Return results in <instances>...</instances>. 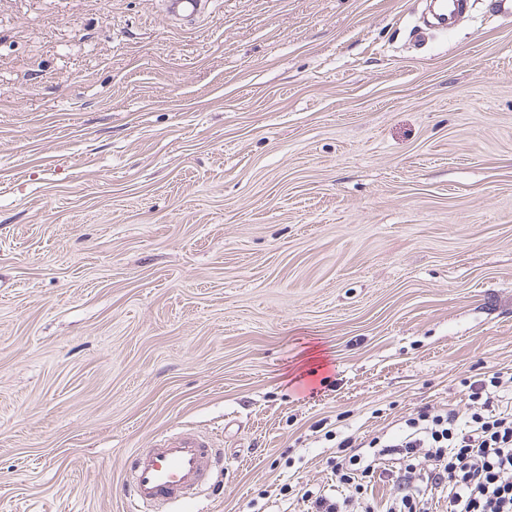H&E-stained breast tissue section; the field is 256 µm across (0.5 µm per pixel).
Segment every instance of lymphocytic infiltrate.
<instances>
[{
	"instance_id": "lymphocytic-infiltrate-1",
	"label": "lymphocytic infiltrate",
	"mask_w": 512,
	"mask_h": 512,
	"mask_svg": "<svg viewBox=\"0 0 512 512\" xmlns=\"http://www.w3.org/2000/svg\"><path fill=\"white\" fill-rule=\"evenodd\" d=\"M497 374L470 384L480 406L467 417L455 410L417 412L402 432L373 442L367 451L338 445L333 467L341 495L332 499L305 490L313 512H431L435 496L448 512H512V411L500 409ZM392 461L396 470H382ZM396 483V496L376 506L368 485L383 477Z\"/></svg>"
}]
</instances>
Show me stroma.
<instances>
[{"instance_id":"obj_1","label":"stroma","mask_w":512,"mask_h":512,"mask_svg":"<svg viewBox=\"0 0 512 512\" xmlns=\"http://www.w3.org/2000/svg\"><path fill=\"white\" fill-rule=\"evenodd\" d=\"M425 0H0V512H310L336 443L512 376V19ZM167 13L176 20L193 22L202 17L210 0H163ZM469 0H434L432 4L434 6V18L438 25H441L445 29L449 28L452 22L462 14ZM214 447L209 435L171 430L134 449L124 467L127 511L161 512L186 501L222 468V449Z\"/></svg>"}]
</instances>
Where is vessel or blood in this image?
Here are the masks:
<instances>
[{"instance_id":"b4317fda","label":"vessel or blood","mask_w":512,"mask_h":512,"mask_svg":"<svg viewBox=\"0 0 512 512\" xmlns=\"http://www.w3.org/2000/svg\"><path fill=\"white\" fill-rule=\"evenodd\" d=\"M469 0H433L438 25L450 27ZM176 20L193 22L202 17L209 0H163ZM223 464V453L205 434L171 430L150 447L134 449L124 467L127 512H167L205 486Z\"/></svg>"}]
</instances>
